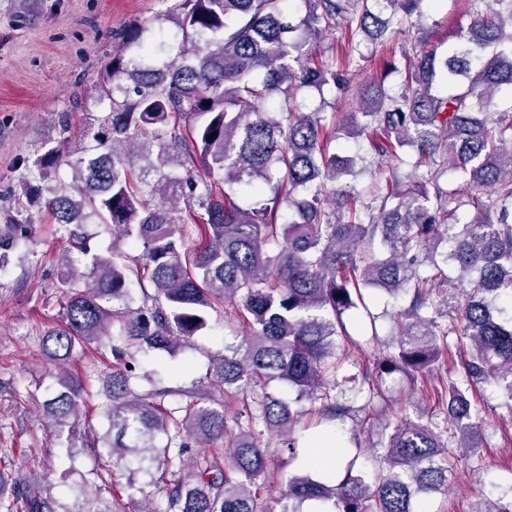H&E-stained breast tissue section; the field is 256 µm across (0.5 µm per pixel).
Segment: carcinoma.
Returning <instances> with one entry per match:
<instances>
[{"instance_id":"cac0c4a2","label":"carcinoma","mask_w":512,"mask_h":512,"mask_svg":"<svg viewBox=\"0 0 512 512\" xmlns=\"http://www.w3.org/2000/svg\"><path fill=\"white\" fill-rule=\"evenodd\" d=\"M287 2L180 0L182 41L160 66L131 54L144 50L145 32L131 28L101 73L109 112L82 131L91 153L68 163L71 181H55L72 134L62 116L61 139L38 155L0 224V263L31 234L32 209L63 230V325L44 334L41 350L58 366L78 346L110 351L112 371L98 380L111 434L85 432L83 447L106 491L122 466L168 479L167 512H267L263 435L279 438L293 459L302 416L271 386L288 383L295 403L319 404L329 421L354 412L333 394L337 337L346 334L343 315L367 308V288L406 306L392 351L360 373L363 410L377 413L384 376L414 380L447 362L450 335L466 351V382H493L512 400V317L498 318L496 306L512 296V0L474 11L442 54L420 44L402 93L375 82L362 111L329 120L302 111L298 98L310 87L345 89L346 69L312 61L310 40L347 19L384 46L423 17V0H304L300 20ZM385 9L392 17L382 18ZM276 96L278 112L267 111ZM152 126L169 128L168 139L138 141ZM343 127L388 158L386 192L368 199L348 182L336 188L357 175L356 158L330 152ZM409 150L415 161L403 176ZM175 162L186 176L168 171ZM448 170L464 179L466 198L440 183ZM232 185L250 189L255 206H239ZM94 220L141 244V260L127 263L115 246L91 251L83 226ZM213 312L242 321L241 342L211 353L192 389H141L147 376L129 350L170 353L205 330ZM57 381L42 410L50 427L74 431L86 382L65 371ZM434 394L455 447L406 417L383 447L378 482L350 472L331 485L290 472L280 512L313 501L327 512H416V495L446 491L452 460L473 447L475 409L451 378ZM170 395L186 401L168 409ZM232 397L241 409L230 417ZM191 446L198 451L187 463ZM23 503L25 512H57L38 490ZM97 512L153 510L145 494Z\"/></svg>"}]
</instances>
